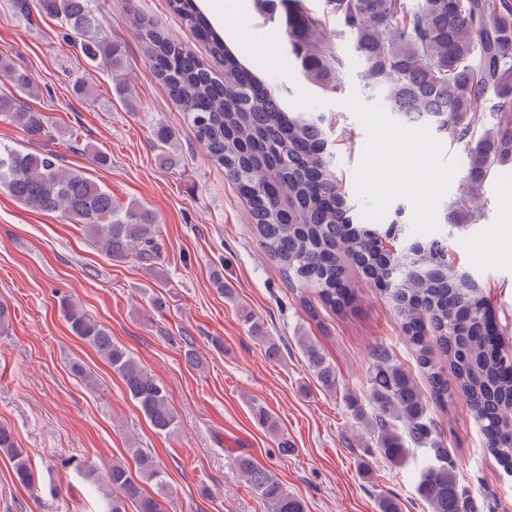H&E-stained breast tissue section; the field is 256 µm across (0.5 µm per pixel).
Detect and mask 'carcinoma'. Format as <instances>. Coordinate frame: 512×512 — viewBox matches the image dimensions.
Wrapping results in <instances>:
<instances>
[{"instance_id": "carcinoma-1", "label": "carcinoma", "mask_w": 512, "mask_h": 512, "mask_svg": "<svg viewBox=\"0 0 512 512\" xmlns=\"http://www.w3.org/2000/svg\"><path fill=\"white\" fill-rule=\"evenodd\" d=\"M169 5L206 43L209 57L223 73L137 19L150 71L247 200L252 229L271 258L289 283L309 288L333 309L346 307L353 297L347 265L360 268L402 317V331L427 372L428 394L393 362L386 346L375 345L367 405L347 398L353 417L366 424L376 448L393 465L403 464L411 449H424L417 492L430 512H475L432 416V406L448 398V383L431 354L436 349L448 360L486 448L512 476V357L503 352L498 335L489 333L493 313L479 282L455 269L452 251L439 238L416 246L412 269L397 275L399 257L376 249L373 239L404 236L406 225L396 218L385 229L362 223L327 158L322 117L286 109L254 69L224 44L195 0H169ZM41 7L79 35L85 60L110 73L118 94L129 95L122 80L124 50L99 36L90 0H41ZM255 7L279 16L293 54L313 81L338 88L344 59L304 0H255ZM325 10L352 36L365 87L407 123L463 141L470 134V113L496 100L492 111L497 131L468 152L465 180L471 190H478L492 168L512 164V0H325ZM0 75L18 90L32 92L27 72L1 55ZM0 117L21 125L33 140L50 136L43 113L29 110L13 96L0 95ZM0 188L24 205L83 224L86 235L112 262L150 265L159 256L154 211L138 203L120 206L105 185L65 166L53 152H22L0 144ZM60 308L70 332L121 378L154 430L172 434L177 418L165 385L112 341L109 329L81 306L64 299ZM246 322L267 357L279 359V344L260 322L251 315ZM302 346L322 389L336 392V369L321 348L310 341ZM253 415L269 432H279L276 418L262 404L253 406ZM0 450L12 462L17 481L34 486L31 465L4 427ZM127 452L133 469L117 462L103 470L85 461L78 472L103 492L106 512H167L165 470L145 448ZM235 466L272 512H305L303 501L251 456H237ZM148 483L154 492L146 491Z\"/></svg>"}]
</instances>
